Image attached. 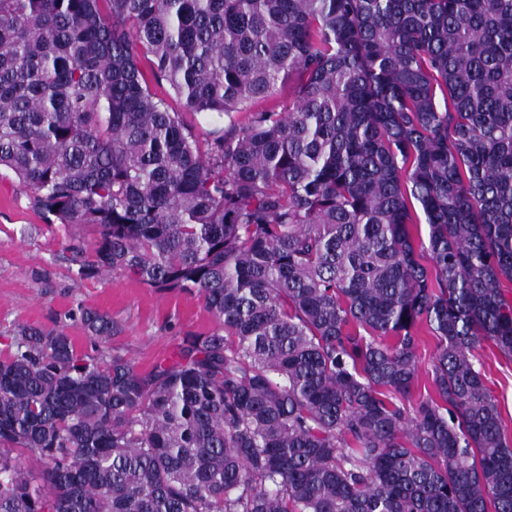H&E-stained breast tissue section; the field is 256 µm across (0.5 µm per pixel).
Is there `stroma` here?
I'll return each instance as SVG.
<instances>
[{
  "instance_id": "stroma-1",
  "label": "stroma",
  "mask_w": 512,
  "mask_h": 512,
  "mask_svg": "<svg viewBox=\"0 0 512 512\" xmlns=\"http://www.w3.org/2000/svg\"><path fill=\"white\" fill-rule=\"evenodd\" d=\"M97 237L90 224L48 223L14 173L0 170V350L25 324L64 328L78 346L90 349L78 317L81 309L91 308L112 320V351L147 371L175 357L184 337L215 328L198 294L152 288L120 271L76 278V258L90 253ZM418 334L413 404L434 395L437 340L424 326ZM474 363L497 399L512 441V359L485 343L475 349Z\"/></svg>"
}]
</instances>
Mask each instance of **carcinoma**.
Instances as JSON below:
<instances>
[{"label": "carcinoma", "mask_w": 512, "mask_h": 512, "mask_svg": "<svg viewBox=\"0 0 512 512\" xmlns=\"http://www.w3.org/2000/svg\"><path fill=\"white\" fill-rule=\"evenodd\" d=\"M0 167L98 228L79 277L217 323L148 372L97 312L92 354L21 328L0 512H512L472 361L512 357V0H0ZM417 334L418 336H421V341L417 351L418 376L412 388L409 401L400 398L407 407L416 405V403L421 400L435 398L431 379L432 361L437 350V340L429 332L426 326H420Z\"/></svg>", "instance_id": "1"}]
</instances>
